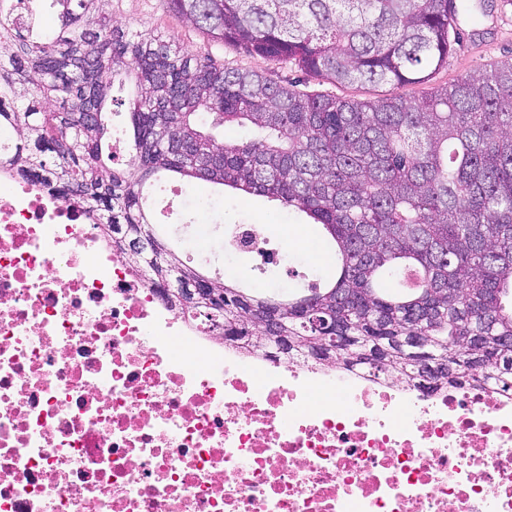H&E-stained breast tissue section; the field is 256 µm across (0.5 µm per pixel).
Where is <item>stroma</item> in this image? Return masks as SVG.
<instances>
[{
    "label": "stroma",
    "instance_id": "35a3bbf8",
    "mask_svg": "<svg viewBox=\"0 0 512 512\" xmlns=\"http://www.w3.org/2000/svg\"><path fill=\"white\" fill-rule=\"evenodd\" d=\"M464 2L467 9L459 16V39L447 65L434 74L433 84H450L472 71L512 61V6L506 5L505 0ZM112 21L132 34L148 28L158 31L167 41L229 68L258 71L282 84L299 82L301 90L313 94L376 99L392 91L388 85L343 87L311 78L296 66L280 67L212 40L171 12L167 0H112ZM214 192L210 183L174 176L162 177L145 191L146 205L166 238L189 249L196 257L208 259L209 276L243 280L261 293L267 290L266 273L223 252V228L230 224L263 226L270 247H288L303 259L306 271L324 274L332 268L328 246L305 216L289 214L279 202L229 188L224 191L223 202L213 204L209 197Z\"/></svg>",
    "mask_w": 512,
    "mask_h": 512
}]
</instances>
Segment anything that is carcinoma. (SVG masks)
Here are the masks:
<instances>
[{
	"instance_id": "carcinoma-1",
	"label": "carcinoma",
	"mask_w": 512,
	"mask_h": 512,
	"mask_svg": "<svg viewBox=\"0 0 512 512\" xmlns=\"http://www.w3.org/2000/svg\"><path fill=\"white\" fill-rule=\"evenodd\" d=\"M0 3V129L23 172L76 199L137 273L207 278L169 245L143 205L161 173L276 200L320 227L336 274L304 293L222 283L224 342L261 352L250 308L280 312L288 355L360 366L435 391L450 380L512 382V62L420 97L310 95L222 67L153 30L112 24V0ZM215 40L339 85H423L458 38L456 0H168ZM133 83L132 155L114 166L115 81ZM250 135L217 141L201 128ZM152 249L128 252L123 237ZM243 257L262 253L231 239ZM331 340L319 342V337Z\"/></svg>"
}]
</instances>
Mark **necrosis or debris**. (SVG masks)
<instances>
[{
	"label": "necrosis or debris",
	"instance_id": "4bbe7bcc",
	"mask_svg": "<svg viewBox=\"0 0 512 512\" xmlns=\"http://www.w3.org/2000/svg\"><path fill=\"white\" fill-rule=\"evenodd\" d=\"M0 135V512H512V388L246 355Z\"/></svg>",
	"mask_w": 512,
	"mask_h": 512
}]
</instances>
